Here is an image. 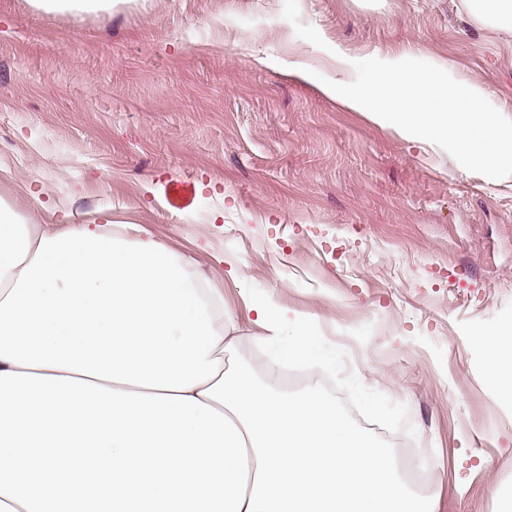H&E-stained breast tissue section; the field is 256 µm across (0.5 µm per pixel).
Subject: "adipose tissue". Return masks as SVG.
Listing matches in <instances>:
<instances>
[{
  "mask_svg": "<svg viewBox=\"0 0 512 512\" xmlns=\"http://www.w3.org/2000/svg\"><path fill=\"white\" fill-rule=\"evenodd\" d=\"M512 37V0H463ZM136 224L57 232L0 208V512H434L320 392L280 395L224 352V296ZM512 402V327L483 329Z\"/></svg>",
  "mask_w": 512,
  "mask_h": 512,
  "instance_id": "ef3b65f1",
  "label": "adipose tissue"
}]
</instances>
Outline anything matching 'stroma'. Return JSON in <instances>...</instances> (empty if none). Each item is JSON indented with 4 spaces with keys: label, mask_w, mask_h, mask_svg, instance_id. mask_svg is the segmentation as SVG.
<instances>
[{
    "label": "stroma",
    "mask_w": 512,
    "mask_h": 512,
    "mask_svg": "<svg viewBox=\"0 0 512 512\" xmlns=\"http://www.w3.org/2000/svg\"><path fill=\"white\" fill-rule=\"evenodd\" d=\"M461 0H0V207L67 231L137 224L224 292L228 366L280 390L247 299L314 323L339 364L293 392L354 398L362 433L433 471L435 512H512V404L476 331L512 323V176L467 171L288 72L327 46L484 85L512 118V38Z\"/></svg>",
    "instance_id": "stroma-1"
}]
</instances>
